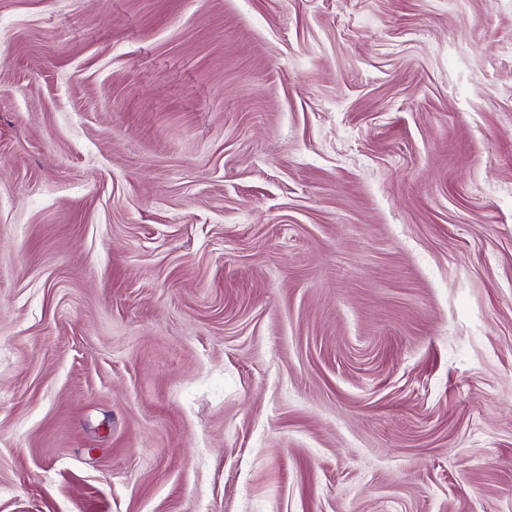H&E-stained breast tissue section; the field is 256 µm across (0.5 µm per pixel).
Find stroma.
Returning a JSON list of instances; mask_svg holds the SVG:
<instances>
[{
    "label": "stroma",
    "mask_w": 512,
    "mask_h": 512,
    "mask_svg": "<svg viewBox=\"0 0 512 512\" xmlns=\"http://www.w3.org/2000/svg\"><path fill=\"white\" fill-rule=\"evenodd\" d=\"M0 512H512V0H0Z\"/></svg>",
    "instance_id": "obj_1"
}]
</instances>
